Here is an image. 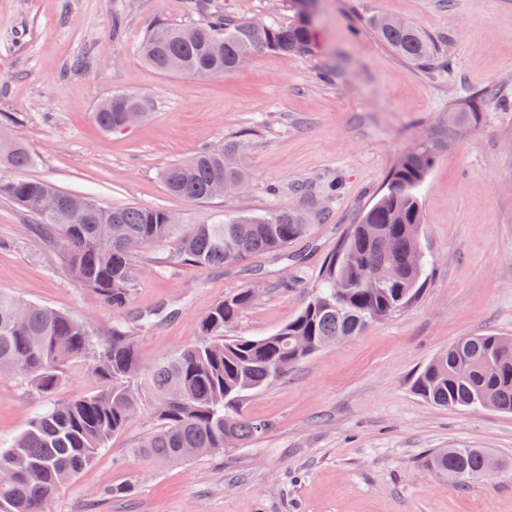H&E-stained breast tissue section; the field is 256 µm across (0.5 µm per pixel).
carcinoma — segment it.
<instances>
[{
	"label": "carcinoma",
	"mask_w": 512,
	"mask_h": 512,
	"mask_svg": "<svg viewBox=\"0 0 512 512\" xmlns=\"http://www.w3.org/2000/svg\"><path fill=\"white\" fill-rule=\"evenodd\" d=\"M303 0H290L293 19L286 26L231 21L198 0L207 13L197 37L185 41L182 27L159 23L139 48L150 68L198 78H218L262 50L300 54L310 47L311 24ZM379 38L399 57L416 63L435 58L434 43L416 26L386 16L373 19ZM488 94L471 97L448 113L445 138L411 147L388 178L385 190L353 225L299 314L277 332L259 338L228 336L255 297L248 289L224 296L200 320L198 342L172 353L151 368L142 367L134 341L117 324L101 340L80 321L53 308L0 290V375L31 382L51 395L67 380L66 366L82 359L100 380L94 393L56 401L36 416L6 450H0V512H46L47 504L90 466L113 436L121 433L143 405V387L153 395L157 429L142 444L157 461H190L183 449L207 455L243 443L264 429L239 412L244 393L284 377L320 349L358 334L363 317H388L406 307L423 286L426 256L420 246L421 195L439 150L479 123ZM147 108L136 93H117L94 112L96 123L117 130L127 108ZM247 144L228 141L166 167L167 191L189 202L211 199L219 180L246 183L241 163ZM36 156L18 141L0 138V171L26 169ZM48 194L65 208L55 217L41 213ZM0 197L31 216L43 239L61 252L68 274L112 310L126 308L134 290L135 253L170 242L173 260L199 268L233 265L256 252H282L310 234L304 209L282 206L268 215L216 214L208 224H179L164 209L113 207L95 197L71 195L34 179L0 178ZM390 266V281L376 278ZM428 403L445 408L487 407L512 413V337L465 336L434 357L414 381ZM423 468L452 485L477 479L497 468L485 448L441 449L425 456Z\"/></svg>",
	"instance_id": "obj_1"
}]
</instances>
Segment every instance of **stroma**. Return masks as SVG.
I'll return each instance as SVG.
<instances>
[{
	"instance_id": "obj_1",
	"label": "stroma",
	"mask_w": 512,
	"mask_h": 512,
	"mask_svg": "<svg viewBox=\"0 0 512 512\" xmlns=\"http://www.w3.org/2000/svg\"><path fill=\"white\" fill-rule=\"evenodd\" d=\"M211 4L237 21L292 17L288 0ZM379 14L434 40L437 62L395 55L372 28ZM201 19L191 0H0V134L37 157L22 177L161 208L185 224L283 205L312 214L308 237L239 264L175 263L168 242L141 250L132 300L116 315L0 198V289L102 338L121 324L147 368L196 341L201 317L242 288L257 300L230 335L286 325L411 145L475 92L490 96L479 124L440 151L427 176L422 246L431 263L415 302L248 395L245 416L267 429L241 447L158 465L138 450L156 428L143 403L48 512H512V414L434 407L412 387L458 337L512 336V0H317L307 53L263 51L214 79L141 62L156 22ZM120 91L142 95L149 116L103 130L93 114ZM237 140L248 145L243 191L201 203L167 192L169 164ZM47 403L26 381L0 377V449ZM440 448H486L502 467L452 488L420 467Z\"/></svg>"
}]
</instances>
